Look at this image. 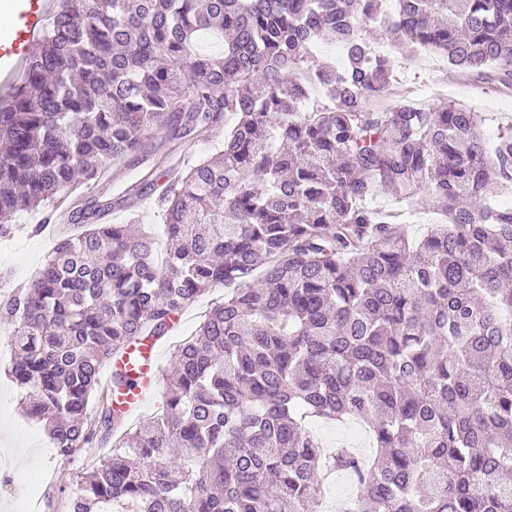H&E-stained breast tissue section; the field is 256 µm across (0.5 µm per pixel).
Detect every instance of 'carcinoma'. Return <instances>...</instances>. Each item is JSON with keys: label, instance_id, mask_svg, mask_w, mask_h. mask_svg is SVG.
I'll return each mask as SVG.
<instances>
[{"label": "carcinoma", "instance_id": "cac0c4a2", "mask_svg": "<svg viewBox=\"0 0 512 512\" xmlns=\"http://www.w3.org/2000/svg\"><path fill=\"white\" fill-rule=\"evenodd\" d=\"M379 0H60L16 91L0 96V235L58 203L148 136L224 122L216 156L162 192L163 242L92 211L40 275L0 301L9 376L57 454L112 452L71 512H512V125L379 101L397 82L363 24ZM402 54L437 53L512 87V0H396ZM344 50L337 68L312 47ZM435 215L423 233L369 206ZM176 347L161 414L122 429L103 366L165 335L214 287ZM356 419L369 456L327 453L309 421ZM375 205L390 206V207L397 208V209L405 208L406 212H408V211L412 212L416 222H419V223H415V224L409 223L410 231L412 233H420L423 230V228L425 227L424 224H428V222L431 220V218L432 217L434 218V215L431 213H428V212L420 211L423 214H418L414 210L413 206H409L406 202L398 203L394 198L387 196V195L378 197L375 201Z\"/></svg>", "mask_w": 512, "mask_h": 512}]
</instances>
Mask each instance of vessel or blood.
<instances>
[{
  "mask_svg": "<svg viewBox=\"0 0 512 512\" xmlns=\"http://www.w3.org/2000/svg\"><path fill=\"white\" fill-rule=\"evenodd\" d=\"M52 9V0H0V10L8 15V23L0 28V95L15 91L16 76L39 46ZM159 344L148 339L130 348L124 358L134 378L148 386H156L160 370Z\"/></svg>",
  "mask_w": 512,
  "mask_h": 512,
  "instance_id": "b4317fda",
  "label": "vessel or blood"
}]
</instances>
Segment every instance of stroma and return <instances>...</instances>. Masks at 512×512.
Here are the masks:
<instances>
[{
    "label": "stroma",
    "mask_w": 512,
    "mask_h": 512,
    "mask_svg": "<svg viewBox=\"0 0 512 512\" xmlns=\"http://www.w3.org/2000/svg\"><path fill=\"white\" fill-rule=\"evenodd\" d=\"M366 30L374 46L396 60L395 92H409L416 103L426 108L447 101L479 112L483 129L489 134L512 124V88L493 80L460 75L445 65L429 68L422 52L410 59L400 58L379 22H367ZM29 220V215H19L11 233L0 237V294L35 277L53 251L52 228L33 232ZM213 300V294L202 296L163 336L159 350L161 374H168L176 345L195 333ZM9 330V325L0 322V348L5 351L0 357V472L8 477L7 482H0V512H31L29 495L33 492L39 497L38 512H70V498L82 475L109 450L89 447L69 458L49 451L50 437L43 423L23 412L20 390L6 373L12 359L7 352ZM315 429L327 447H349L365 455L371 452V444L363 439V425L358 421L320 422Z\"/></svg>",
    "instance_id": "obj_1"
}]
</instances>
